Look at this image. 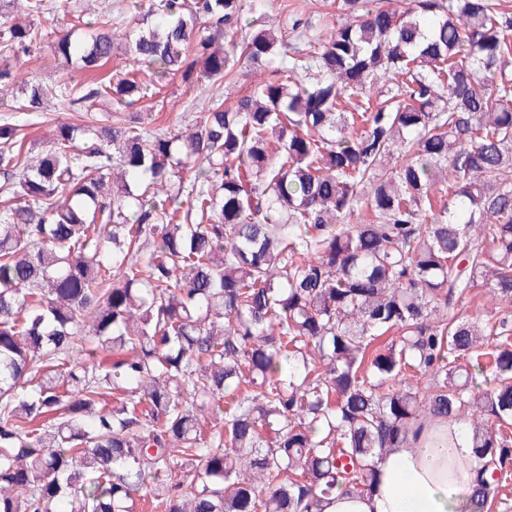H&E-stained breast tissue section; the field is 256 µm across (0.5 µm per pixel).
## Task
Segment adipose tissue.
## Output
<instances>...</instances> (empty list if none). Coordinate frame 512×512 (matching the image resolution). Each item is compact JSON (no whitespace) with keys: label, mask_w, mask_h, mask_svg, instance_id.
Instances as JSON below:
<instances>
[{"label":"adipose tissue","mask_w":512,"mask_h":512,"mask_svg":"<svg viewBox=\"0 0 512 512\" xmlns=\"http://www.w3.org/2000/svg\"><path fill=\"white\" fill-rule=\"evenodd\" d=\"M463 426L440 423L418 447H401L376 462L371 492H340L323 512H468L473 471Z\"/></svg>","instance_id":"ef3b65f1"}]
</instances>
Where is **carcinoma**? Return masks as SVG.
<instances>
[{
    "label": "carcinoma",
    "instance_id": "1",
    "mask_svg": "<svg viewBox=\"0 0 512 512\" xmlns=\"http://www.w3.org/2000/svg\"><path fill=\"white\" fill-rule=\"evenodd\" d=\"M12 2L31 21L0 14V54L112 59V10L46 46L51 0ZM336 4L315 33L152 0L116 79L0 68L26 111L76 118L33 161L0 123V512H322L439 420L468 431L471 512L508 485L512 323L460 307L512 303V12ZM242 63L269 78L226 108ZM144 67L211 82L193 128L94 115L143 98ZM461 314L468 318L474 317L479 319L493 318L495 320L505 315H510L512 318V303L503 304L487 301L485 297L477 298L466 301L461 307Z\"/></svg>",
    "mask_w": 512,
    "mask_h": 512
}]
</instances>
